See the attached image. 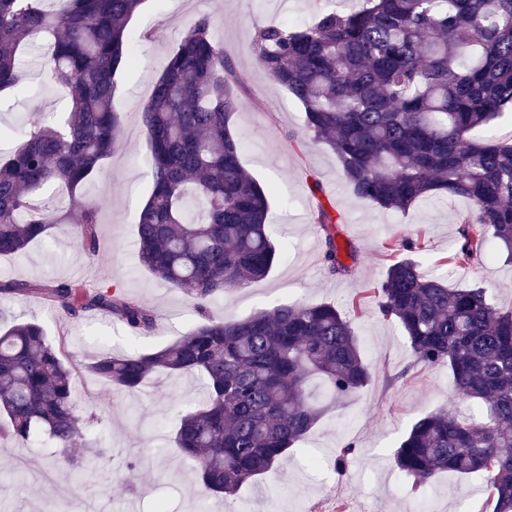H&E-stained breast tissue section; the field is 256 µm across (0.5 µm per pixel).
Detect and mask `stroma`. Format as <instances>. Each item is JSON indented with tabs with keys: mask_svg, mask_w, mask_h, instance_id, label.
<instances>
[{
	"mask_svg": "<svg viewBox=\"0 0 512 512\" xmlns=\"http://www.w3.org/2000/svg\"><path fill=\"white\" fill-rule=\"evenodd\" d=\"M201 12L211 16L212 36L242 80L245 105L234 117L241 160L272 194L270 230L281 248L266 279L225 292L208 311L241 319L282 303L356 302L353 328L372 368L371 382L332 407L279 469L221 499L201 494L194 463L172 442L181 403L200 395L199 376L163 375L121 394L84 371V363L106 352L168 344L200 319L187 290L170 288L138 260L134 214L150 192L151 177L146 130L137 123L80 191L99 206L94 255L85 253L72 225L58 224L22 256L0 259V281L90 291L114 284L154 310L157 326L144 344L111 315L92 311L73 319L36 294L0 295L1 310L38 317L49 339L77 364L72 385L78 408L98 419L89 441L110 448L111 455L96 459L101 479L92 484L76 478L43 440L2 438L0 499H8L13 512H341L346 506L354 512H492L484 476L446 472L422 487L393 467L390 456L413 422L455 407L458 397L448 367L413 365L401 329L379 317L373 288L386 268L381 244L399 234L421 232L422 247L412 258L422 272L447 274L454 287L488 288L504 310L512 309V263L491 242L469 266L446 273L441 260L459 239L456 218L468 209L467 199L434 197L405 212L375 208L353 194L334 152L312 143L301 108L256 69L253 50L258 27L308 23V0H144L130 26L148 38L136 48V63L117 76L122 111L136 113L145 105L167 58ZM69 105L63 88L49 83L40 68H29L23 83L0 97V130L6 133L0 152L10 150L11 133L24 119L51 123ZM319 202L334 206L340 236L361 254L352 277L331 275L320 261L323 233L310 220ZM350 442L354 454L337 467L339 448ZM130 454L140 458L133 469L124 464Z\"/></svg>",
	"mask_w": 512,
	"mask_h": 512,
	"instance_id": "1",
	"label": "stroma"
}]
</instances>
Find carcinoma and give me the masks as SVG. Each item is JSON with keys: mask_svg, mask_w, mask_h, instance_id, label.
Instances as JSON below:
<instances>
[{"mask_svg": "<svg viewBox=\"0 0 512 512\" xmlns=\"http://www.w3.org/2000/svg\"><path fill=\"white\" fill-rule=\"evenodd\" d=\"M0 0V93L25 75L19 53L49 39L42 67L71 110L55 124L28 120L0 157V257H18L55 224L75 225L93 253L97 208L77 192L123 143L126 117L115 75L132 58L130 21L144 0ZM305 27L267 25L255 37L259 70L301 105L313 141L327 146L360 199L404 212L440 193L471 208L458 215L457 247L446 264L464 267L493 237L512 260V142L478 138L512 109V0H364L356 10L311 0ZM241 82L211 17L196 16L153 85L141 112L151 148L152 188L135 216L139 258L198 310L225 291L266 277L279 257L268 233L271 196L243 166L233 118ZM55 185L68 212L42 204ZM321 260L337 277L354 274L358 251L332 233L340 223L319 203ZM391 259L377 292L378 313L397 324L413 364L448 366L476 417L438 410L401 440L394 464L420 485L439 473H480L493 512H512V310L487 289L455 288L420 272L400 252L418 239L389 240ZM47 295L67 315L109 313L146 339L147 306L119 290L0 283V294ZM83 368L132 393L152 374H198L201 400L179 416L174 443L195 461L211 496L230 497L274 470L329 405L371 379L350 318L331 303L280 304L241 319L206 316L159 348L105 353ZM73 364L34 319L0 317V435L42 434L70 455L91 419L76 412Z\"/></svg>", "mask_w": 512, "mask_h": 512, "instance_id": "cac0c4a2", "label": "carcinoma"}]
</instances>
